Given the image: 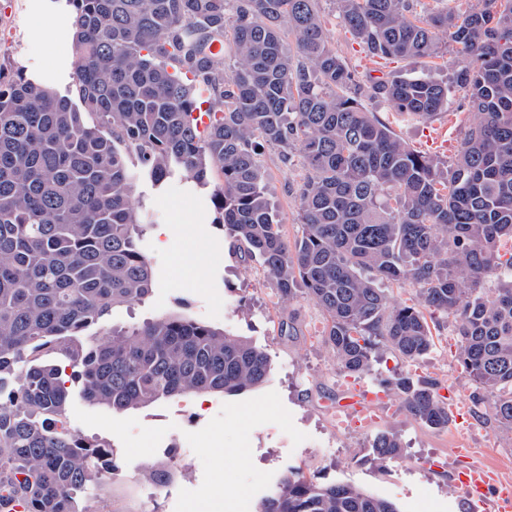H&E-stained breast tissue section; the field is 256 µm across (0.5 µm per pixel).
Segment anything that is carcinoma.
<instances>
[{"label": "carcinoma", "instance_id": "1", "mask_svg": "<svg viewBox=\"0 0 512 512\" xmlns=\"http://www.w3.org/2000/svg\"><path fill=\"white\" fill-rule=\"evenodd\" d=\"M420 2L336 0L369 56L410 65L363 84L330 46L318 0H68L78 108L0 62V512H86L81 502L117 470L107 440L64 426L69 378L89 403L122 413L271 377L252 342L179 314L84 339L152 291L132 201L142 173L212 186L215 224L262 263L279 302L301 292L322 311L345 374L371 372L383 349L418 361L434 346L425 313L452 318L475 404L489 403L512 435V280L486 287L512 271L502 253L512 242V0ZM441 33L458 59L446 82L425 72L442 55ZM457 90L473 120L449 164L359 100L430 118ZM204 102L201 131L192 114ZM265 146L303 160V231L292 242L266 191ZM386 282L412 285L418 304L390 305ZM48 351L64 363L41 362ZM384 388L414 419L448 426L434 384L398 374ZM372 454L401 457L399 438L378 434ZM176 474L144 471L159 486ZM258 512L398 510L289 470Z\"/></svg>", "mask_w": 512, "mask_h": 512}]
</instances>
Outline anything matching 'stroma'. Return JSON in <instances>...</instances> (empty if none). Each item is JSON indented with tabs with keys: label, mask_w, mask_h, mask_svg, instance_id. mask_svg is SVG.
Listing matches in <instances>:
<instances>
[{
	"label": "stroma",
	"mask_w": 512,
	"mask_h": 512,
	"mask_svg": "<svg viewBox=\"0 0 512 512\" xmlns=\"http://www.w3.org/2000/svg\"><path fill=\"white\" fill-rule=\"evenodd\" d=\"M320 8L331 46L357 80L372 72L386 77L406 70V62L397 59L371 63L332 0H320ZM0 33L9 40L1 56L7 64L58 94L70 93L74 57L67 0H0ZM365 105L410 147L448 161L470 122L461 92L426 120L399 114L379 100ZM261 161L283 234L300 237V162H283L269 147ZM134 201L148 223L139 246L152 262L155 286L142 303L114 308L91 335L180 313L248 339L266 352L272 373L264 385L238 395L163 400L123 414L73 394L68 425L79 435L112 443L118 465L110 484L115 512H242L246 502H261L289 469L316 482L361 488L393 501L399 512H472L458 479L472 462L512 480V441L489 409L473 401L474 386L459 364L452 319L434 317L435 345L418 362L406 363L389 352L369 375L341 373L325 342L320 309L302 296L278 303L261 263L237 256L215 225L209 189L180 174L161 185L143 176ZM400 373L462 396L470 424L429 428L392 395L375 421L346 426L337 421L334 407L352 390L380 388L382 380ZM383 432L398 436L402 458L374 461L372 440ZM178 433L187 447L176 446ZM459 446L473 449L472 458L455 455ZM167 462L174 463L177 474L166 485L143 479L146 467Z\"/></svg>",
	"instance_id": "1"
}]
</instances>
